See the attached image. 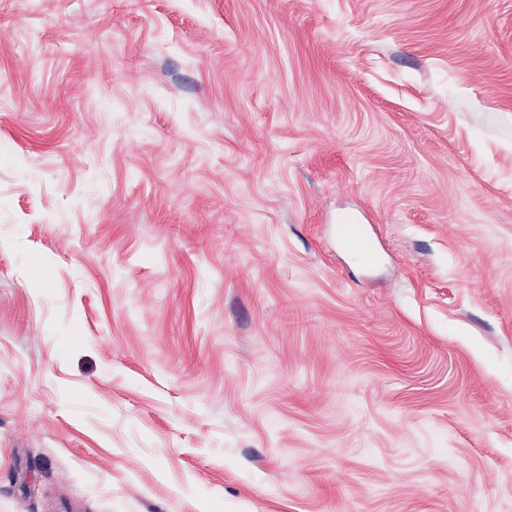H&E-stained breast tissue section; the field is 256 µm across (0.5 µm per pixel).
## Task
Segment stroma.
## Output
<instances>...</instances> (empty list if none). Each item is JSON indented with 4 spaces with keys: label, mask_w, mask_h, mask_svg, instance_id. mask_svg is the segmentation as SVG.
<instances>
[{
    "label": "stroma",
    "mask_w": 512,
    "mask_h": 512,
    "mask_svg": "<svg viewBox=\"0 0 512 512\" xmlns=\"http://www.w3.org/2000/svg\"><path fill=\"white\" fill-rule=\"evenodd\" d=\"M512 512V0H0V512Z\"/></svg>",
    "instance_id": "stroma-1"
}]
</instances>
